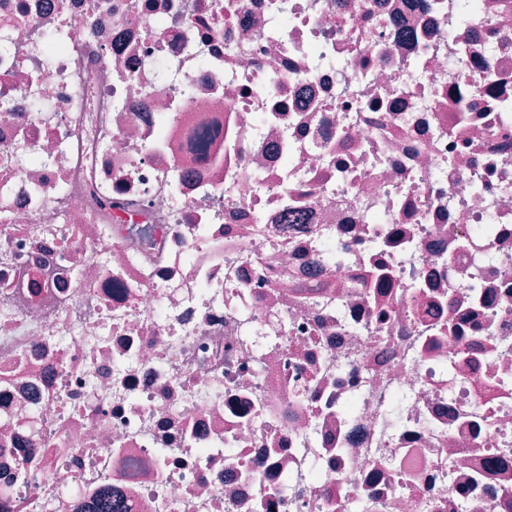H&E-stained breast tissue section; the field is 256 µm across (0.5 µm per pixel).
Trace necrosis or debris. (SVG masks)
<instances>
[{
	"label": "necrosis or debris",
	"mask_w": 512,
	"mask_h": 512,
	"mask_svg": "<svg viewBox=\"0 0 512 512\" xmlns=\"http://www.w3.org/2000/svg\"><path fill=\"white\" fill-rule=\"evenodd\" d=\"M104 487L512 512V0H0V512Z\"/></svg>",
	"instance_id": "obj_1"
}]
</instances>
